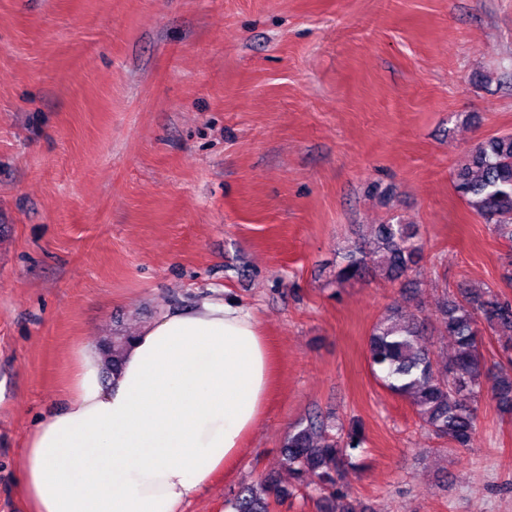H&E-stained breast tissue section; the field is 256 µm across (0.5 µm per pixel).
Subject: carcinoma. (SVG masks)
Here are the masks:
<instances>
[{"label": "carcinoma", "instance_id": "carcinoma-1", "mask_svg": "<svg viewBox=\"0 0 512 512\" xmlns=\"http://www.w3.org/2000/svg\"><path fill=\"white\" fill-rule=\"evenodd\" d=\"M457 193L494 233L512 243V135L480 143L455 173ZM424 243L413 224H377L374 235L341 252L331 283L340 287L378 274L390 281L404 279L413 292L407 306L392 304L372 324L367 360L374 379L388 392L408 401L422 428L456 448H467L477 426L478 403L490 391L504 415L512 414V360L488 367L484 336H512V297L492 288L445 292L435 319L421 316L413 279ZM449 336L453 354L443 358L431 336ZM132 337L114 336L101 347L104 373L115 374ZM365 437L353 425H329L316 413L292 424L282 444L291 481L269 477L241 486L225 502L229 512H272L298 491L310 486L322 501L347 498L344 471L355 466Z\"/></svg>", "mask_w": 512, "mask_h": 512}]
</instances>
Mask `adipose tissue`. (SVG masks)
Instances as JSON below:
<instances>
[{
	"label": "adipose tissue",
	"mask_w": 512,
	"mask_h": 512,
	"mask_svg": "<svg viewBox=\"0 0 512 512\" xmlns=\"http://www.w3.org/2000/svg\"><path fill=\"white\" fill-rule=\"evenodd\" d=\"M269 357L251 311L206 300L141 326L118 374L77 350L62 405L19 460L26 512H179L240 460Z\"/></svg>",
	"instance_id": "1"
}]
</instances>
